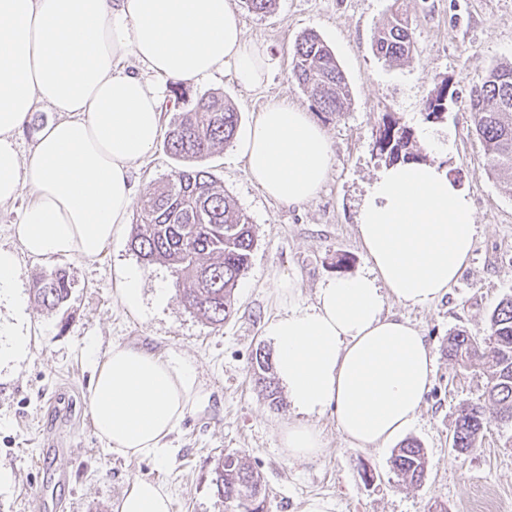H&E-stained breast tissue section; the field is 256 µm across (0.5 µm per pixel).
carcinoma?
Returning <instances> with one entry per match:
<instances>
[{"instance_id": "cac0c4a2", "label": "carcinoma", "mask_w": 512, "mask_h": 512, "mask_svg": "<svg viewBox=\"0 0 512 512\" xmlns=\"http://www.w3.org/2000/svg\"><path fill=\"white\" fill-rule=\"evenodd\" d=\"M414 44L413 23L398 6L377 29L373 49L379 59L393 64L409 58ZM291 77L311 91L317 111L326 118L340 116L351 101L336 55L315 32H306L295 42ZM454 97L448 81L437 84L424 103V119H442ZM470 112L488 170L512 171V64L491 68L472 88ZM239 123L240 113L216 93L202 95L190 110L173 118L164 148L185 165L142 199L144 220L133 226L130 239L131 250L145 264L168 265L185 308L215 328L224 326L233 313V292L249 269L254 234L248 216L204 161L232 142ZM374 148L388 163L423 159L414 130L392 114L383 118ZM70 290V281L60 270L33 280L32 293L47 311L62 308ZM448 359L461 367L478 359L485 368V401L462 405L452 434V447L468 453L492 422L512 421V296L493 309L482 339L462 330L448 337ZM254 374L270 403L280 404L270 353L255 356ZM392 467L404 481L420 482L427 469L421 445L415 440L400 445ZM212 484L224 512H267L266 485L238 455L216 460Z\"/></svg>"}]
</instances>
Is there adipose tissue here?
Wrapping results in <instances>:
<instances>
[{
	"label": "adipose tissue",
	"instance_id": "1",
	"mask_svg": "<svg viewBox=\"0 0 512 512\" xmlns=\"http://www.w3.org/2000/svg\"><path fill=\"white\" fill-rule=\"evenodd\" d=\"M228 68L247 89L268 79L266 54L246 40L231 0H0V206L31 194L12 227L20 250L0 247V300L17 314L0 326V363L29 352L16 290L21 256L92 261L128 223L132 172L160 135L157 78L199 81ZM42 107L59 117L22 158L17 135ZM240 152L252 181L289 206L315 198L332 163L309 112L276 99L257 113ZM357 231L368 272L329 280L313 305L288 308L267 327L296 416L281 432L294 459L323 453L312 418L327 411L357 448L383 447L414 423L435 358L413 325L383 308L390 297L426 307L448 294L468 264L476 224L439 164L405 162L371 182ZM88 356L94 427L113 455L165 464L186 414L211 406L195 365L178 352L115 343ZM114 512H171L169 490L135 480Z\"/></svg>",
	"mask_w": 512,
	"mask_h": 512
}]
</instances>
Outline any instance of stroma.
I'll list each match as a JSON object with an SVG mask.
<instances>
[{"label":"stroma","mask_w":512,"mask_h":512,"mask_svg":"<svg viewBox=\"0 0 512 512\" xmlns=\"http://www.w3.org/2000/svg\"><path fill=\"white\" fill-rule=\"evenodd\" d=\"M232 2L245 38L269 59L267 85L244 89L228 71L189 83L184 100L163 112L162 125L209 92L223 93L237 108L241 137L269 100L312 110L309 93L290 77V61L295 41L313 31L334 51L351 89L347 111L321 122L333 152L328 179L317 197L288 208L250 180L236 144L208 158L255 231L250 267L234 292L235 313L217 330L185 309L176 293L157 302V282L174 280L158 263L145 267L143 315L122 307L116 276L122 267L140 264L129 246L133 225L142 221L140 209H133L129 224L95 261L22 258L21 294L30 295L42 272L60 269L71 296L58 312L29 303V353L0 366V468L13 475L10 485L0 487V512H113L114 502L138 478L165 484L172 512H222L211 471L229 453L260 472L268 512H304L314 498L327 502L330 512H432L438 504L448 512H512V422L492 423L468 453L452 450L458 409L481 399L486 376L481 362L460 368L445 354L454 332L484 336L490 312L512 295L508 177L488 173L468 112L476 82L490 68L512 62V0H406L415 51L398 66L372 50L373 35L395 0H277L263 16L249 12L243 0ZM444 79L456 97L432 128L451 136L452 149L436 153L423 143L418 149L442 164L467 195L477 224L472 257L451 292L428 307L392 299L384 307L385 315L415 325L435 356L430 388L407 433L424 448L427 472L422 482L403 484L391 466L394 444L352 447L328 412L316 419L325 452L311 460L288 459L279 428L291 420V408L271 407L253 375L256 353L273 349L266 327L283 311L272 274L294 280L295 302L305 307L327 281L367 271L356 216L384 166L374 150L383 117L390 112L412 128L423 127L424 102ZM178 167L163 145H155L134 173L137 196ZM114 343L181 353L196 365L210 394V409L188 413L172 434L167 466L112 455L95 432L89 400L93 367L86 350L92 345L102 352Z\"/></svg>","instance_id":"35a3bbf8"}]
</instances>
